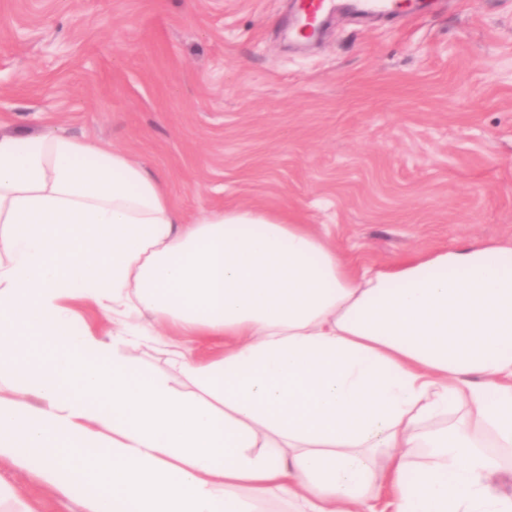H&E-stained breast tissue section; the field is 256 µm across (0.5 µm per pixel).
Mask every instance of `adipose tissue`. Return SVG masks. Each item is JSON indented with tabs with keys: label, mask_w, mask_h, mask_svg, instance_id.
I'll use <instances>...</instances> for the list:
<instances>
[{
	"label": "adipose tissue",
	"mask_w": 512,
	"mask_h": 512,
	"mask_svg": "<svg viewBox=\"0 0 512 512\" xmlns=\"http://www.w3.org/2000/svg\"><path fill=\"white\" fill-rule=\"evenodd\" d=\"M84 302L130 318L129 346L168 324L197 395L78 325ZM486 438L512 449V237L358 265L327 225L187 224L131 154L0 130V461L87 512H372L383 489L395 512H512Z\"/></svg>",
	"instance_id": "adipose-tissue-1"
}]
</instances>
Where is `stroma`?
Here are the masks:
<instances>
[{"mask_svg": "<svg viewBox=\"0 0 512 512\" xmlns=\"http://www.w3.org/2000/svg\"><path fill=\"white\" fill-rule=\"evenodd\" d=\"M293 0H0V129L122 150L187 222L229 206L327 224L354 259L512 236V0L332 13L292 42ZM127 357L194 387L165 345ZM5 512H86L0 462Z\"/></svg>", "mask_w": 512, "mask_h": 512, "instance_id": "35a3bbf8", "label": "stroma"}]
</instances>
